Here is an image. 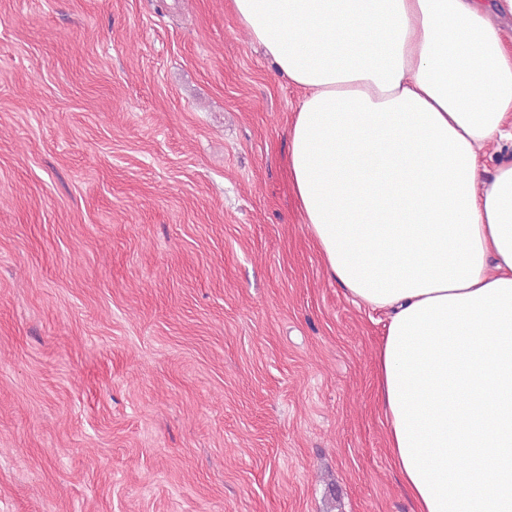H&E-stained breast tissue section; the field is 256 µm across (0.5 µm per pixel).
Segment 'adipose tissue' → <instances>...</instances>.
I'll use <instances>...</instances> for the list:
<instances>
[{"instance_id": "obj_1", "label": "adipose tissue", "mask_w": 512, "mask_h": 512, "mask_svg": "<svg viewBox=\"0 0 512 512\" xmlns=\"http://www.w3.org/2000/svg\"><path fill=\"white\" fill-rule=\"evenodd\" d=\"M232 6L303 91L288 171L325 268L387 314L375 375L414 512H512V0Z\"/></svg>"}]
</instances>
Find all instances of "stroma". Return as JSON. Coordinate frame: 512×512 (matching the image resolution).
<instances>
[{
	"label": "stroma",
	"instance_id": "35a3bbf8",
	"mask_svg": "<svg viewBox=\"0 0 512 512\" xmlns=\"http://www.w3.org/2000/svg\"><path fill=\"white\" fill-rule=\"evenodd\" d=\"M301 95L230 0H0V512H413Z\"/></svg>",
	"mask_w": 512,
	"mask_h": 512
}]
</instances>
